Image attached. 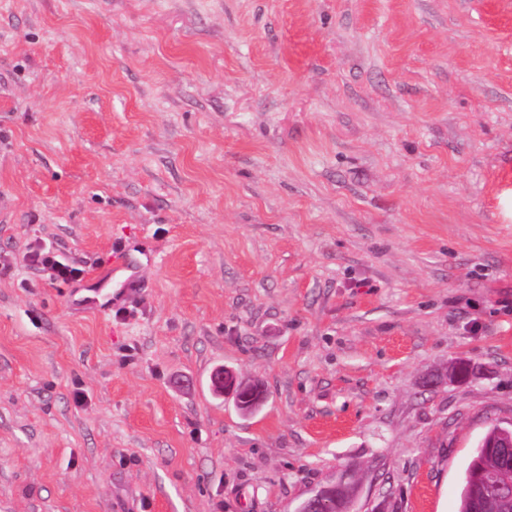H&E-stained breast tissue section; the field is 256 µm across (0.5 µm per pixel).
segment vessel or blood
<instances>
[{"mask_svg":"<svg viewBox=\"0 0 512 512\" xmlns=\"http://www.w3.org/2000/svg\"><path fill=\"white\" fill-rule=\"evenodd\" d=\"M142 266L141 253L134 245L127 243L114 248L110 262L90 277L86 294L78 298V305H91L103 313L133 300L140 293Z\"/></svg>","mask_w":512,"mask_h":512,"instance_id":"1","label":"vessel or blood"}]
</instances>
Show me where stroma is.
<instances>
[{"label": "stroma", "mask_w": 512, "mask_h": 512, "mask_svg": "<svg viewBox=\"0 0 512 512\" xmlns=\"http://www.w3.org/2000/svg\"><path fill=\"white\" fill-rule=\"evenodd\" d=\"M123 242L105 315L30 258ZM493 422L512 0H0V512H457ZM141 255L145 256L148 263L153 261V258L136 250V246L131 243L113 248L110 262L99 268L90 277L85 288L80 290L92 293L93 296L74 298L72 303L79 306L92 305L103 313L122 301L127 303L136 298L141 290ZM114 280L118 281L112 295H101L102 288ZM211 387L218 393L230 394L235 397L238 409L245 414L254 411L266 398V391L262 384L240 380L233 371L224 367L218 368L212 373ZM247 395H252L254 400L249 404H243L242 400ZM353 472L351 469H346L338 477L335 476L334 479L320 486L301 503L296 512H325L323 508L329 499L337 502L336 512H351V504L356 490L355 485L339 487L340 494L338 497L336 496V485L343 482L345 478V483H348L349 479L353 477Z\"/></svg>", "instance_id": "1"}]
</instances>
